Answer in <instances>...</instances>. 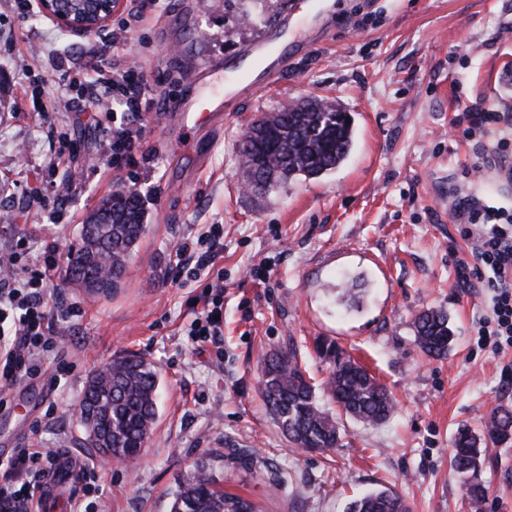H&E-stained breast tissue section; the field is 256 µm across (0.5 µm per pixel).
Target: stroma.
Masks as SVG:
<instances>
[{
    "label": "stroma",
    "instance_id": "obj_1",
    "mask_svg": "<svg viewBox=\"0 0 512 512\" xmlns=\"http://www.w3.org/2000/svg\"><path fill=\"white\" fill-rule=\"evenodd\" d=\"M278 22L288 69L234 111L212 113L182 133L172 112L146 115L148 160L123 171L109 164L107 140L127 118L122 109L74 105L52 119L36 110L61 98L64 74L127 58L142 66L158 95L184 94L185 60L205 67V80L232 88L235 51L277 22L281 0H228L217 14L198 0H163L126 42L80 37L52 20L20 15L0 0V252L18 253L17 277L42 263L47 243L59 247L44 303L62 342L67 370L59 387L49 375L8 385L0 406V463L17 449H61L76 468H99L86 447L76 408L88 376L113 357L135 353L159 374L158 419L140 457L102 478L61 480L41 512H169L170 493L206 463L225 491L258 512H345L353 499L388 487L410 512H473L466 479L451 465L461 426L483 433L493 409L512 410V350L479 344L487 311L480 282L459 287L456 262L468 252L450 203L459 193L499 195L512 184L495 174L466 182L493 134L463 137L454 116L468 108L512 106V0H295ZM205 39H198V32ZM36 58L22 73L20 57ZM308 99L349 112L354 143L333 172L296 177L259 198L243 190L239 144L262 114ZM83 171L68 194L58 186L67 166ZM134 189L145 231L121 288L91 296L68 281L66 255L102 200ZM218 226L224 272L220 345L190 334L194 300L207 270L180 267L177 242ZM365 274L360 310L336 307L327 291L346 275ZM75 302L70 317L65 304ZM444 310L455 333L448 356L424 354L414 317ZM335 341L364 365L395 403L386 421L340 418L341 447L324 454L295 447L268 414L261 394L265 353L295 349L315 386L328 366L315 341ZM480 478L482 512H512V442L487 443Z\"/></svg>",
    "mask_w": 512,
    "mask_h": 512
}]
</instances>
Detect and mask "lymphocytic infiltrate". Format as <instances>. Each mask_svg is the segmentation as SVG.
I'll list each match as a JSON object with an SVG mask.
<instances>
[{
	"instance_id": "f902f5d3",
	"label": "lymphocytic infiltrate",
	"mask_w": 512,
	"mask_h": 512,
	"mask_svg": "<svg viewBox=\"0 0 512 512\" xmlns=\"http://www.w3.org/2000/svg\"><path fill=\"white\" fill-rule=\"evenodd\" d=\"M67 86L80 88L88 107L118 101L137 120L160 108L145 74L133 63L75 72ZM451 211L471 255L457 261V282L466 286L480 279L490 294V313L478 322L479 339L498 351L512 348V206L465 195L455 199ZM15 262V255L0 256V326H9L0 329V380L8 384L41 375L57 334L44 306V271L34 269L19 278L13 273ZM58 458L57 451L46 448H23L13 455L0 469V512H37L41 480Z\"/></svg>"
}]
</instances>
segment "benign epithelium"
Segmentation results:
<instances>
[{
	"instance_id": "benign-epithelium-1",
	"label": "benign epithelium",
	"mask_w": 512,
	"mask_h": 512,
	"mask_svg": "<svg viewBox=\"0 0 512 512\" xmlns=\"http://www.w3.org/2000/svg\"><path fill=\"white\" fill-rule=\"evenodd\" d=\"M120 3L121 0H39V7L68 31L93 37L110 30Z\"/></svg>"
}]
</instances>
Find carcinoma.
I'll return each instance as SVG.
<instances>
[{
  "label": "carcinoma",
  "instance_id": "carcinoma-1",
  "mask_svg": "<svg viewBox=\"0 0 512 512\" xmlns=\"http://www.w3.org/2000/svg\"><path fill=\"white\" fill-rule=\"evenodd\" d=\"M301 112L291 104L263 115L266 139L258 144L244 138L240 154L246 174L266 175L264 189L303 175L320 177L342 164L353 146L349 114L323 101H308ZM112 223H100L92 213L79 232L81 245L67 256L69 281L90 295H108L120 287L133 248L144 233L143 204L130 191H116ZM336 301L345 309L358 306L355 288H336ZM420 348L432 358H444L454 342L448 314L426 309L413 321ZM318 355L329 363L324 391L345 416L378 424L394 412L386 387L368 369L333 342L318 341ZM159 376L154 366L137 355H125L92 372L78 404V418L91 447L100 437L108 439L112 454L130 459L141 452L158 416ZM261 393L272 419L288 441L309 452H324L340 441L336 417L321 405L315 387L306 377L295 351H277L261 360ZM485 434L493 442L512 440V412L494 410ZM484 461L481 439L465 427L454 437L453 465L457 473L473 477L467 494L479 509L487 490L475 480ZM169 512H257L246 498L217 486L206 466L197 467L172 495ZM346 512H408L400 496L389 488L373 490L351 501Z\"/></svg>",
  "mask_w": 512,
  "mask_h": 512
}]
</instances>
